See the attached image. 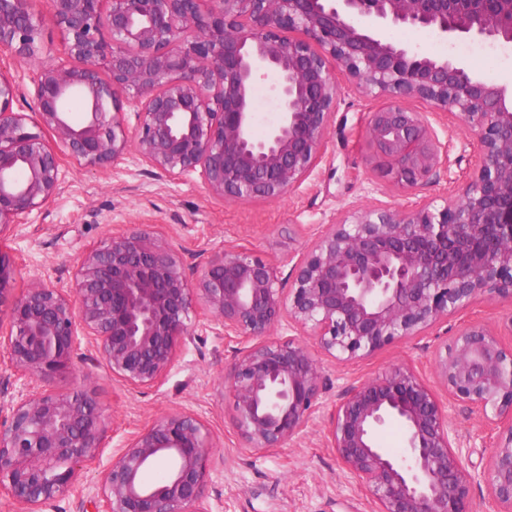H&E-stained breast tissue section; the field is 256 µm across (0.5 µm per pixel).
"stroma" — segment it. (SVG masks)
<instances>
[{"label":"stroma","instance_id":"35a3bbf8","mask_svg":"<svg viewBox=\"0 0 512 512\" xmlns=\"http://www.w3.org/2000/svg\"><path fill=\"white\" fill-rule=\"evenodd\" d=\"M384 36L425 57H455L478 76L512 85V46L446 39L428 29L395 25L387 27ZM339 84L341 99L319 165L309 180L280 199L227 201L209 194L197 178L173 180L132 158L85 170L62 156L55 199L0 233V249L16 266L15 292L44 275L70 287L83 253L134 225L174 241L190 273L214 251L243 245L285 274L290 257L352 208L442 205L474 163L476 143L469 133L447 113H432V125L448 147V160L428 183L408 193L397 191L371 174L365 160L367 117L382 106V98L344 78ZM505 310V304L479 301L424 335L389 344L369 357L351 362L322 357L324 384L318 407L287 445L261 452L243 448L233 422L234 396L221 385L242 343L216 335L204 316L196 318L194 345L180 350L166 376L153 386L133 388L113 378L104 366L77 365L58 381V389L93 390L107 414L102 453L87 470L84 483L94 486L111 456L161 412L180 410L205 422L221 455L207 485L211 512H374L369 493L349 477L329 441L328 414L338 395L393 364L405 363L438 396H445L432 371L437 351L459 324L481 321L498 326ZM452 419L463 434L474 438L465 451L469 468L482 471L496 441V428L462 403L453 404Z\"/></svg>","mask_w":512,"mask_h":512}]
</instances>
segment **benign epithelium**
<instances>
[{
	"label": "benign epithelium",
	"mask_w": 512,
	"mask_h": 512,
	"mask_svg": "<svg viewBox=\"0 0 512 512\" xmlns=\"http://www.w3.org/2000/svg\"><path fill=\"white\" fill-rule=\"evenodd\" d=\"M47 21L64 36L54 62L36 59ZM388 24L512 45V0H48L43 11L35 0H0V50L33 63L37 101L32 122L13 109L18 86L0 72V234L53 200L62 154L86 168L134 155L172 180L197 176L215 197L281 198L320 162L337 71L386 98L368 119L366 164L391 186L413 190L448 158L412 101L454 117L478 154L438 208H356L328 225L291 266L286 289L274 264L242 246L214 252L191 280L168 239L133 228L86 252L72 287L36 278L16 295L0 250V316L11 326L0 383L18 385L0 404V494L21 512H49L100 454L106 417L95 395L56 389L82 336L112 376L152 386L195 342L201 308L217 334L252 342L233 355L224 386L244 448L261 451L284 447L317 407L313 344L353 361L479 300L509 302L512 328V90L459 60L383 40L376 29ZM270 73L279 118L260 135L251 91ZM74 99L85 106L79 122ZM285 318L295 337L282 341L271 332ZM433 370L449 397L499 428L481 475L463 463L450 404L403 365L339 395L332 448L376 512H476L479 478L494 512H512V343L483 323L460 325ZM390 421L404 430L399 456L378 446ZM215 455L199 417L166 412L112 457L94 512H209ZM160 461L165 476L146 481Z\"/></svg>",
	"instance_id": "7a95c632"
}]
</instances>
